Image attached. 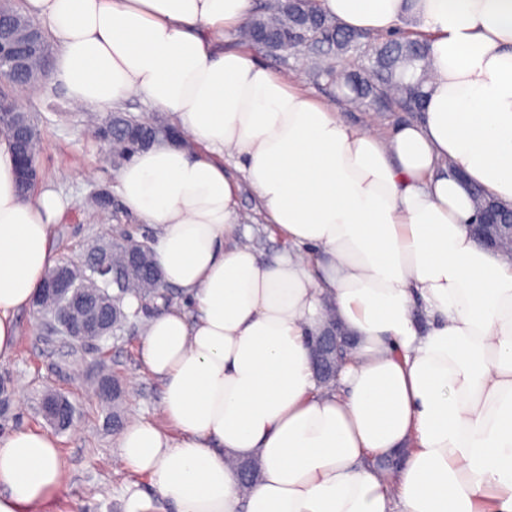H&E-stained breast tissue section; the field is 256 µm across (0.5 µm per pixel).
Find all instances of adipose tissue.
I'll return each mask as SVG.
<instances>
[{
	"mask_svg": "<svg viewBox=\"0 0 512 512\" xmlns=\"http://www.w3.org/2000/svg\"><path fill=\"white\" fill-rule=\"evenodd\" d=\"M344 27L430 41L420 120L350 125L217 39L250 0H25L58 46L52 78L77 107L133 96L193 143L120 171L123 203L157 225L164 284L200 315L160 310L141 357L168 428L129 426L125 512H512V256L473 236L470 187L512 207V0H317ZM240 159L292 248L238 242ZM50 189L22 197L0 136V356L54 266ZM352 335L332 390L307 344L326 307ZM253 459L243 489L229 458ZM55 440L0 437V512H50Z\"/></svg>",
	"mask_w": 512,
	"mask_h": 512,
	"instance_id": "1",
	"label": "adipose tissue"
}]
</instances>
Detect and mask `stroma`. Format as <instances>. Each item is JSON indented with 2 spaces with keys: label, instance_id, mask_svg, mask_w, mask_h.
<instances>
[{
  "label": "stroma",
  "instance_id": "35a3bbf8",
  "mask_svg": "<svg viewBox=\"0 0 512 512\" xmlns=\"http://www.w3.org/2000/svg\"><path fill=\"white\" fill-rule=\"evenodd\" d=\"M252 54L314 97L335 102L338 117L348 124L368 123L385 132L417 118L413 112L350 111L336 103L332 90L312 81L297 56L275 55L259 48ZM23 106L33 113L43 146L39 187L56 191L64 200L48 242L55 261H83L92 246L126 233L139 240L155 239L154 226L124 208L119 168L103 161V146L90 130L93 122L101 120V113L72 107L65 90L47 78L40 83L37 95ZM224 171L237 186L241 240L266 257L288 250L287 238L267 223L236 158L225 157ZM102 190L110 194L111 206H90V198ZM15 321L19 341L10 356L0 358V376L10 377L13 383L11 407L0 428L7 432L48 430L42 398L49 390L64 394L75 407V419L69 429L55 434L65 483L53 512H124L126 486L135 481L146 490L150 480L119 464L121 437L113 432L108 421L111 411L99 404L94 388L99 371H108L122 386L119 408L125 423L164 425L162 385L146 372L140 359L142 316H129L116 335L85 346H71L46 334L33 310L19 312Z\"/></svg>",
  "mask_w": 512,
  "mask_h": 512
}]
</instances>
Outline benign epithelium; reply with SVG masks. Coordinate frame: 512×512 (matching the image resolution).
Returning a JSON list of instances; mask_svg holds the SVG:
<instances>
[{
    "instance_id": "benign-epithelium-1",
    "label": "benign epithelium",
    "mask_w": 512,
    "mask_h": 512,
    "mask_svg": "<svg viewBox=\"0 0 512 512\" xmlns=\"http://www.w3.org/2000/svg\"><path fill=\"white\" fill-rule=\"evenodd\" d=\"M41 34L31 21L0 24V67L9 76L8 84L18 88L20 80L17 75L23 71L29 60L37 53H42L43 62L49 61L48 52L40 43ZM24 109L16 98L0 92V125L13 129L15 143L21 144L29 139L31 127L21 119ZM18 179L25 190L33 189L41 180L39 166L33 164L24 154H18ZM479 240L485 244L497 246V237L489 232L494 228L512 239V224L497 221L496 210L485 211L479 222L474 225ZM112 245H98L91 250V260L86 265L63 262L55 266L41 289L36 310H41L44 303L52 298H64L62 304L54 308V317L41 321L49 334H58L70 345H82L92 340L112 336V318L115 309L112 297L105 295L104 282L112 276L109 254ZM345 337L330 334L313 341L315 352L313 369L320 376L329 375L332 360H341ZM68 399L59 393L48 395L43 402L45 417L54 428L64 423Z\"/></svg>"
}]
</instances>
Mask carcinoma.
Masks as SVG:
<instances>
[{
    "instance_id": "carcinoma-1",
    "label": "carcinoma",
    "mask_w": 512,
    "mask_h": 512,
    "mask_svg": "<svg viewBox=\"0 0 512 512\" xmlns=\"http://www.w3.org/2000/svg\"><path fill=\"white\" fill-rule=\"evenodd\" d=\"M358 35L324 14L316 0H268L239 31L242 41L271 54L304 53L312 78L335 86L337 96L354 109L366 112L379 105L390 112L422 111L429 50L423 35L403 31L391 39L367 35L361 40ZM348 57L358 59L356 68L342 66ZM157 128L130 115H117L99 130L109 136L112 160L120 164L143 150ZM156 270L153 248L146 241L133 240L112 251L116 303L133 296L140 301V310L151 312L158 310V299L169 305Z\"/></svg>"
}]
</instances>
